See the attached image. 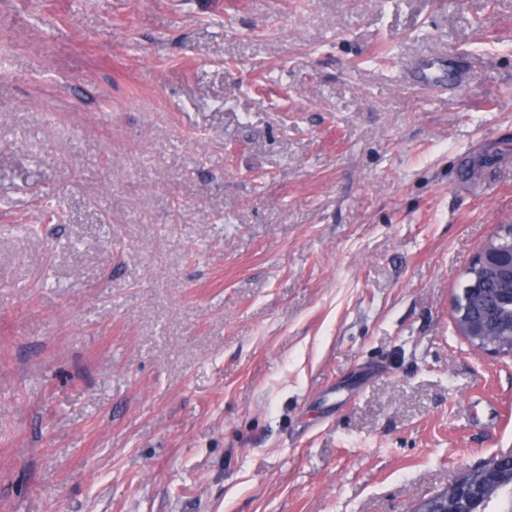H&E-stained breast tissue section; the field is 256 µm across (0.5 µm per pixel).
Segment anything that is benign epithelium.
<instances>
[{
    "label": "benign epithelium",
    "instance_id": "1",
    "mask_svg": "<svg viewBox=\"0 0 512 512\" xmlns=\"http://www.w3.org/2000/svg\"><path fill=\"white\" fill-rule=\"evenodd\" d=\"M502 234L504 230L497 231L481 248L484 261L500 269L502 284L492 288L482 271L473 273L472 287L454 301L453 311L456 320L466 324L469 344L476 352L512 356V351L502 348L499 337L488 335L491 325L512 328V252L497 250ZM450 488L453 502L446 496H433L420 501L413 512H512V453L490 457L480 481L461 477Z\"/></svg>",
    "mask_w": 512,
    "mask_h": 512
}]
</instances>
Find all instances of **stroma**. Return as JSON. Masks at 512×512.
<instances>
[{"label":"stroma","mask_w":512,"mask_h":512,"mask_svg":"<svg viewBox=\"0 0 512 512\" xmlns=\"http://www.w3.org/2000/svg\"><path fill=\"white\" fill-rule=\"evenodd\" d=\"M503 224L512 0H0V512H412Z\"/></svg>","instance_id":"1"}]
</instances>
